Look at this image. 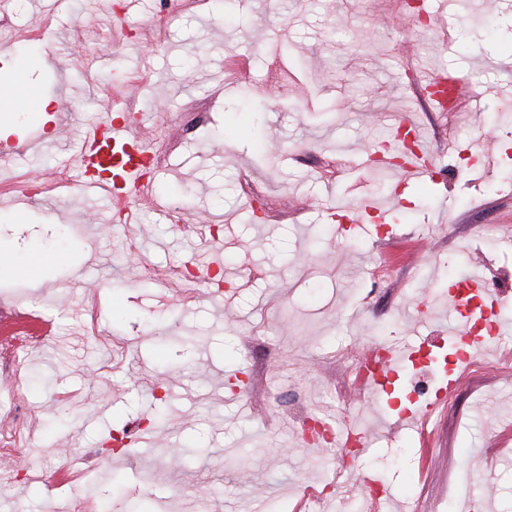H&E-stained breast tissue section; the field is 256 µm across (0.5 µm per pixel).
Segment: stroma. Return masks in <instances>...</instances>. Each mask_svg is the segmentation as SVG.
Returning a JSON list of instances; mask_svg holds the SVG:
<instances>
[{
	"mask_svg": "<svg viewBox=\"0 0 512 512\" xmlns=\"http://www.w3.org/2000/svg\"><path fill=\"white\" fill-rule=\"evenodd\" d=\"M405 8L0 0V55L46 105L38 147L0 153V512H294L329 480L325 512H512L498 347L488 370H463L431 443L398 426L401 383L386 406L336 401L372 339L404 351L459 328L452 277L512 280V0H449L448 47ZM415 53L481 91L480 112L428 109L402 66ZM134 112L166 215L141 203L127 222L70 188L21 204L89 124ZM402 113L430 132L433 182L400 185L387 234L339 224L338 207L398 185L372 157ZM450 137L497 167L475 177L442 152ZM26 307L43 340L19 367L3 325ZM339 409L364 441L346 461L300 433ZM462 473L476 504L455 495ZM366 477L386 489L373 507Z\"/></svg>",
	"mask_w": 512,
	"mask_h": 512,
	"instance_id": "35a3bbf8",
	"label": "stroma"
}]
</instances>
